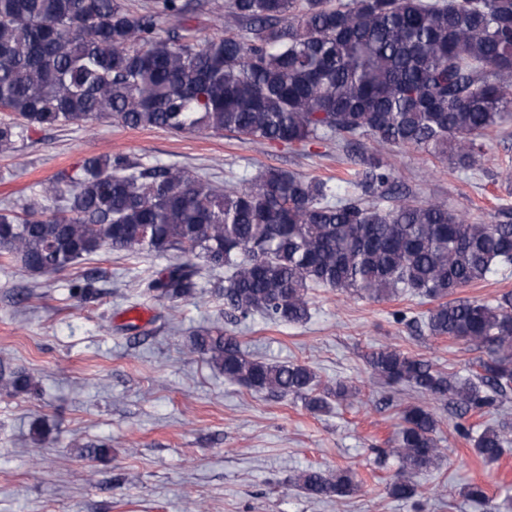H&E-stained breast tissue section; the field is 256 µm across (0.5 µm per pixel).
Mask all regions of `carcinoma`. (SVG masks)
<instances>
[{
  "mask_svg": "<svg viewBox=\"0 0 512 512\" xmlns=\"http://www.w3.org/2000/svg\"><path fill=\"white\" fill-rule=\"evenodd\" d=\"M224 10L233 27L204 42L191 24ZM0 154L37 127L105 119L130 129L236 133L253 143L329 140L337 148L411 147L467 171L477 138L512 113V0H0ZM342 197L330 181L267 167L239 188L176 165L102 155L59 174L22 206L0 211V258L33 274L64 271L108 248L129 255L180 252L144 283L152 298L191 297L202 271L232 317L273 324L310 317L316 287L375 301L409 292L432 302L429 335L463 341L487 357L460 378L390 346L373 350V377L421 402L403 407L391 454L396 500L412 477L447 456L429 401L451 398L458 418L495 416L512 391V292L496 303L454 297L512 266V208L473 224L445 199L399 192L378 152L351 160ZM51 200L49 209L42 204ZM184 354H202L230 382L303 402L355 401L346 382L322 391L307 365L274 364L215 326L193 333ZM16 392L22 372L0 375ZM474 454L497 463L512 420L456 425ZM295 485L315 498L360 490L350 468L303 469ZM486 504L487 489L465 487Z\"/></svg>",
  "mask_w": 512,
  "mask_h": 512,
  "instance_id": "obj_1",
  "label": "carcinoma"
}]
</instances>
